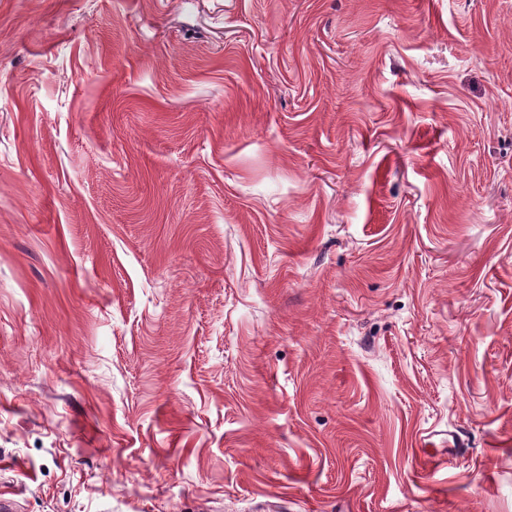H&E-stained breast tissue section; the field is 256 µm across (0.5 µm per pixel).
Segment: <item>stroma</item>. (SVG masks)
<instances>
[{
	"label": "stroma",
	"instance_id": "1",
	"mask_svg": "<svg viewBox=\"0 0 512 512\" xmlns=\"http://www.w3.org/2000/svg\"><path fill=\"white\" fill-rule=\"evenodd\" d=\"M512 512V0H0V497Z\"/></svg>",
	"mask_w": 512,
	"mask_h": 512
}]
</instances>
